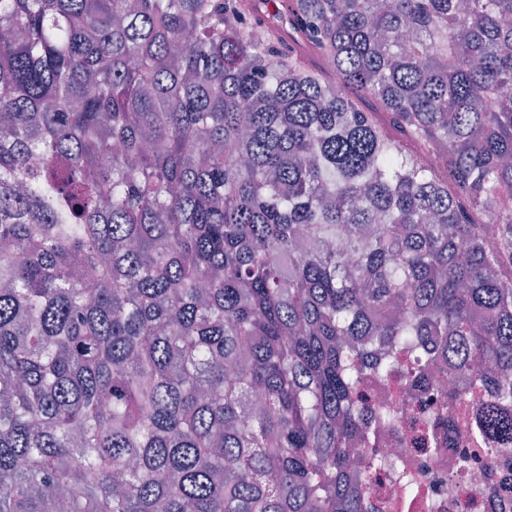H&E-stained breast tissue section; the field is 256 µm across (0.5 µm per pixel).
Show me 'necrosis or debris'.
Segmentation results:
<instances>
[{
  "instance_id": "1",
  "label": "necrosis or debris",
  "mask_w": 512,
  "mask_h": 512,
  "mask_svg": "<svg viewBox=\"0 0 512 512\" xmlns=\"http://www.w3.org/2000/svg\"><path fill=\"white\" fill-rule=\"evenodd\" d=\"M417 365L416 355H402L395 380L365 387L380 418L360 451L382 461L373 481L358 486L367 512H512V451L482 467H458L464 451L479 445L477 412H470L463 430L440 420L439 399L448 389L443 381L420 388V402L402 405L398 378Z\"/></svg>"
}]
</instances>
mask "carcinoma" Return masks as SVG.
Masks as SVG:
<instances>
[{
	"mask_svg": "<svg viewBox=\"0 0 512 512\" xmlns=\"http://www.w3.org/2000/svg\"><path fill=\"white\" fill-rule=\"evenodd\" d=\"M511 86L512 0H0V512H366L424 336L512 438Z\"/></svg>",
	"mask_w": 512,
	"mask_h": 512,
	"instance_id": "obj_1",
	"label": "carcinoma"
}]
</instances>
